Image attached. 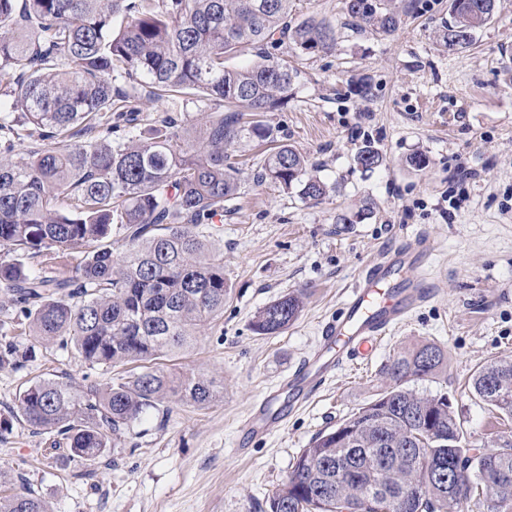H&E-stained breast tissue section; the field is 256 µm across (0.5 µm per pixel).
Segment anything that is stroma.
Wrapping results in <instances>:
<instances>
[{"label": "stroma", "instance_id": "1", "mask_svg": "<svg viewBox=\"0 0 512 512\" xmlns=\"http://www.w3.org/2000/svg\"><path fill=\"white\" fill-rule=\"evenodd\" d=\"M397 2L403 24L378 35L348 26L344 0H295L294 22L329 23L336 44L288 53L299 77L287 103L265 119L328 192L314 201L254 183L265 149L241 146L239 193L210 228L224 249L232 295L223 318L178 360L222 379L223 397L205 407L165 401L163 412L145 415L124 444L109 449L90 479L60 435L15 421L0 440V472L12 483L33 488L53 512H267L272 492L314 437L378 393L397 352L429 342L447 353L448 365L416 390L448 393L474 444L512 431V421L465 387L486 361L512 360V0H500L471 44L454 53L438 39L449 0ZM141 107L151 116H179L187 130L204 122L212 102L175 94ZM367 145L382 156L371 171L356 162ZM416 152L427 157L420 170L407 163ZM365 204L371 213L363 222L338 223ZM416 238L438 244L432 302L240 452L239 426L251 405L316 345L322 323L341 310L373 255ZM290 292L305 295L297 320L279 334H255L254 314ZM8 339L35 355L21 369L0 368L2 418L37 380L78 386L133 371L129 364L90 365L60 343L17 336L9 324L0 345Z\"/></svg>", "mask_w": 512, "mask_h": 512}]
</instances>
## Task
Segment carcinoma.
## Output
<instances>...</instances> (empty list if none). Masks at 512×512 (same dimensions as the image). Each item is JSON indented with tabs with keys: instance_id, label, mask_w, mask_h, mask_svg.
I'll use <instances>...</instances> for the list:
<instances>
[{
	"instance_id": "carcinoma-1",
	"label": "carcinoma",
	"mask_w": 512,
	"mask_h": 512,
	"mask_svg": "<svg viewBox=\"0 0 512 512\" xmlns=\"http://www.w3.org/2000/svg\"><path fill=\"white\" fill-rule=\"evenodd\" d=\"M293 0H0V99L20 115H0V252L43 256L38 266L0 259V308H18L28 333L70 339L91 365L151 362L189 349L197 332L223 318L231 288L224 253L209 225L237 195L244 141L272 144L254 182L300 187L318 200L327 185L307 175V159L276 143L261 119L288 101L297 70L281 58L289 41L313 53L335 45V30L313 19L290 25ZM358 29L390 34L401 15L394 0H345ZM498 0H450L439 31L449 52L466 48L491 20ZM122 18L120 26L114 19ZM251 51L257 61H225ZM169 93L204 94L215 110L196 136L180 142L179 119L141 115L139 101ZM146 128L126 141L112 132ZM356 162L372 170L382 156L367 145ZM69 201L62 209L59 200ZM125 249L112 251V233ZM77 245L88 247L72 272L49 264ZM303 296L283 295L251 321L258 335L288 328ZM28 351L9 343L0 367L18 368ZM444 351L424 343L399 353L389 383L336 427L303 449L268 512H465L482 493L494 512H512V436L471 454L448 394L405 387L434 377ZM470 392L512 420V360L478 366ZM224 385L193 369L146 368L126 381L77 388L43 379L19 395L12 419L56 430L69 458L90 466L170 397L199 407ZM0 512H50L29 487L0 495Z\"/></svg>"
}]
</instances>
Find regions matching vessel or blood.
I'll list each match as a JSON object with an SVG mask.
<instances>
[{
	"instance_id": "vessel-or-blood-1",
	"label": "vessel or blood",
	"mask_w": 512,
	"mask_h": 512,
	"mask_svg": "<svg viewBox=\"0 0 512 512\" xmlns=\"http://www.w3.org/2000/svg\"><path fill=\"white\" fill-rule=\"evenodd\" d=\"M433 252L431 240H416L371 260L340 313L322 324L315 349L250 409L240 427L242 442L266 435L272 423L302 407L332 371L367 357L383 336L429 303L436 293L426 273Z\"/></svg>"
}]
</instances>
